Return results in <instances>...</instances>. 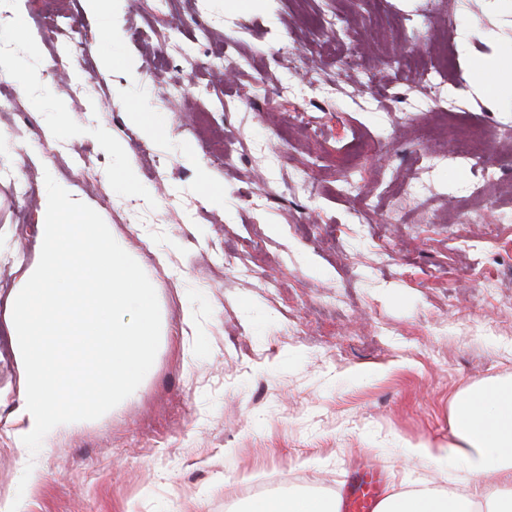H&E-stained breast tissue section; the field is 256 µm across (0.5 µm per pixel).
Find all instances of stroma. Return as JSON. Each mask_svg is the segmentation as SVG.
Returning a JSON list of instances; mask_svg holds the SVG:
<instances>
[{"label":"stroma","mask_w":512,"mask_h":512,"mask_svg":"<svg viewBox=\"0 0 512 512\" xmlns=\"http://www.w3.org/2000/svg\"><path fill=\"white\" fill-rule=\"evenodd\" d=\"M58 9L62 36L114 34L119 55L162 64L147 99L118 73L91 98L51 79L39 112L0 76V131L11 136L0 149V336L6 297L41 254V195L19 200L1 176L18 168L40 188L48 174L76 187L129 244L157 294L160 345L138 398L58 431L29 468L9 440L23 367L1 356L0 503L242 512L267 494L338 493L352 464L384 493L420 479L455 487L457 463L426 472L404 448L448 442L452 398L512 376V146L494 159L491 201L473 199L480 171L423 132L439 117L420 107L408 55L456 54L449 109L512 136V96L472 85L476 59L512 46V0H115L103 22L82 0ZM308 74L326 93L305 89ZM190 82L209 96L185 93ZM166 96L167 133L146 141L135 112ZM43 134L60 146L49 160L33 147ZM215 141L232 161L210 156ZM76 149L96 162L98 188L73 176ZM128 160L134 191L120 185ZM364 206L384 223H359ZM459 210L469 223H454Z\"/></svg>","instance_id":"1"}]
</instances>
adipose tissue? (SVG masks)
Returning a JSON list of instances; mask_svg holds the SVG:
<instances>
[{
    "label": "adipose tissue",
    "mask_w": 512,
    "mask_h": 512,
    "mask_svg": "<svg viewBox=\"0 0 512 512\" xmlns=\"http://www.w3.org/2000/svg\"><path fill=\"white\" fill-rule=\"evenodd\" d=\"M452 439L408 445L421 468L444 470L457 462L461 486L419 484L385 498L379 512H512V379L472 386L450 404ZM245 512H338L335 498L290 492L251 501Z\"/></svg>",
    "instance_id": "ef3b65f1"
}]
</instances>
